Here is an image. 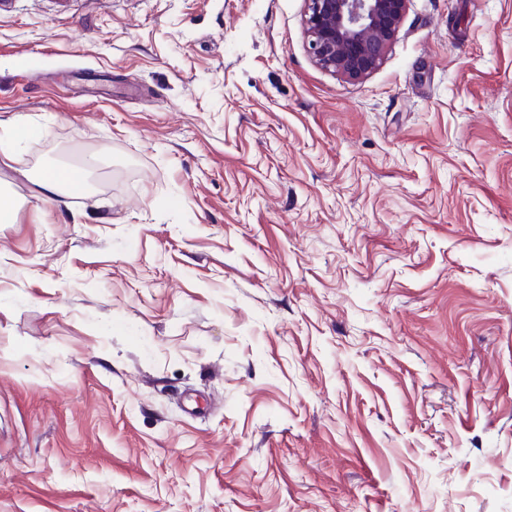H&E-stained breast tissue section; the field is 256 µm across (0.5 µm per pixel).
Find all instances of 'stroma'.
Returning a JSON list of instances; mask_svg holds the SVG:
<instances>
[{
  "label": "stroma",
  "mask_w": 512,
  "mask_h": 512,
  "mask_svg": "<svg viewBox=\"0 0 512 512\" xmlns=\"http://www.w3.org/2000/svg\"><path fill=\"white\" fill-rule=\"evenodd\" d=\"M303 18L0 0V512H512V0ZM308 52L322 69L362 80L386 59L410 0H304ZM86 179L83 171L72 169L58 174L56 170L49 169L38 182V197L45 202L53 201L61 188L67 187L70 192H79L84 188Z\"/></svg>",
  "instance_id": "35a3bbf8"
}]
</instances>
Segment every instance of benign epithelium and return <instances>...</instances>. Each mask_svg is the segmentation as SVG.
<instances>
[{
    "instance_id": "7a95c632",
    "label": "benign epithelium",
    "mask_w": 512,
    "mask_h": 512,
    "mask_svg": "<svg viewBox=\"0 0 512 512\" xmlns=\"http://www.w3.org/2000/svg\"><path fill=\"white\" fill-rule=\"evenodd\" d=\"M308 52L322 69L362 80L386 59L410 0H304Z\"/></svg>"
}]
</instances>
